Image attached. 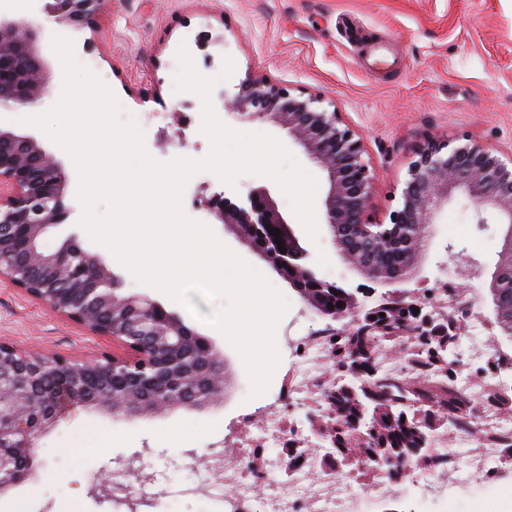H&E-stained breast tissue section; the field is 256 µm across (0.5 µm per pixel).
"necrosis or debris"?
Listing matches in <instances>:
<instances>
[{"label": "necrosis or debris", "instance_id": "4bbe7bcc", "mask_svg": "<svg viewBox=\"0 0 512 512\" xmlns=\"http://www.w3.org/2000/svg\"><path fill=\"white\" fill-rule=\"evenodd\" d=\"M398 304L403 333L372 336L360 353L352 323L285 336L278 394L236 414L223 453L191 462L223 476L224 512H412L411 499L444 500L473 479L512 482V341L499 338L481 291L465 294L451 279ZM429 380L467 396L465 418L414 399L413 387ZM390 381L414 412L418 452L372 457L363 434L345 466L333 442L338 391L372 393Z\"/></svg>", "mask_w": 512, "mask_h": 512}]
</instances>
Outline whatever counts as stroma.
I'll list each match as a JSON object with an SVG mask.
<instances>
[{"label": "stroma", "mask_w": 512, "mask_h": 512, "mask_svg": "<svg viewBox=\"0 0 512 512\" xmlns=\"http://www.w3.org/2000/svg\"><path fill=\"white\" fill-rule=\"evenodd\" d=\"M23 14L41 29V45L53 61L55 77L40 105L50 109L62 90L61 65L51 39L66 28L49 22L41 0H24ZM224 35V51L206 58L194 49L197 34ZM91 52L76 50L77 60L99 75L117 96L124 116L134 117L144 132L149 154L166 162L177 157L200 159L210 143L200 131L201 101L174 90L181 44L192 47L197 70L217 77L216 91L234 95L253 75H263L291 95L319 94L346 125L361 136L374 180L366 208L368 220L389 223L401 206V193L418 149L428 140L459 144L471 138L501 158L512 156V0H112L94 30ZM235 64L220 79L224 57ZM218 118L241 132L276 137L318 181L316 210H323L328 183L286 129L226 112L213 99ZM0 122L35 137L55 154L68 180L66 203L71 214L51 226L41 239L44 250L77 239L97 255L119 282L121 294H135L159 304L207 338L225 355L226 405L179 407L163 414L112 416L95 408L75 407L38 439L34 472L0 497V512H118L117 506L88 492L93 474L111 468L114 458L143 451V466L154 473L153 492L167 512H207L191 487V454L223 449L224 435L239 409L263 406L267 396L251 397L244 364L227 339L193 318L183 305L138 283L103 246L90 240L78 224V175L70 157L41 130L4 112ZM268 188L280 209L296 223L291 206L270 178L240 176L226 186L208 171L194 175L183 193V209L208 222L200 198L216 192L244 200L249 189ZM503 227L478 223L475 208L463 194L436 215L434 235L419 273L409 289L439 286L460 275L463 288L485 287L502 245ZM317 259L319 276L347 290L378 299L385 288L352 271L338 256L327 231L307 242ZM0 340L45 355L91 360L102 354L126 355L121 343L93 335L74 322L27 297L0 277ZM512 502V486L485 488L471 483L448 500L418 502L416 512H502Z\"/></svg>", "instance_id": "35a3bbf8"}]
</instances>
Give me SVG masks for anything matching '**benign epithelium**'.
<instances>
[{"instance_id": "7a95c632", "label": "benign epithelium", "mask_w": 512, "mask_h": 512, "mask_svg": "<svg viewBox=\"0 0 512 512\" xmlns=\"http://www.w3.org/2000/svg\"><path fill=\"white\" fill-rule=\"evenodd\" d=\"M109 0H50L48 16L77 30L91 28ZM51 67L36 32L17 13L0 14V110L26 112L46 94ZM317 94L306 98L259 76L241 83L224 108L288 129L305 153L327 172L325 219L339 254L359 244L373 175L361 138L343 125L340 113L323 107ZM402 191V206L391 215L400 228L420 231L456 191L478 208V223L490 209L505 225L495 271L512 264V166L475 140L453 146L429 140L416 153ZM0 275L30 298L96 336L122 342L131 355L78 361L61 355L26 353L0 341V497L32 472L33 448L67 410L93 407L109 414L149 412L214 403L224 394L223 359L213 346L175 315L133 296L117 301L114 280L99 258L75 239L53 251L40 241L46 230L70 214L66 177L34 138L0 127ZM205 209L253 256L266 263L297 293L336 285L320 279L297 230L265 187L235 202L223 193L203 200ZM247 225L242 229L241 225ZM281 231L280 238L267 226ZM282 240L286 252L278 249ZM413 257L393 272L368 263L363 273L384 283L409 278ZM90 492L112 498V471L90 481Z\"/></svg>"}]
</instances>
